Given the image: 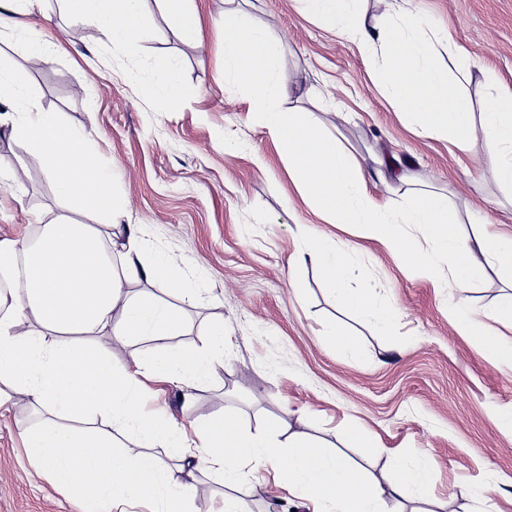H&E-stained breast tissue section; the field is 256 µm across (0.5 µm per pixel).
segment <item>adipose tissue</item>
Listing matches in <instances>:
<instances>
[{
    "label": "adipose tissue",
    "mask_w": 512,
    "mask_h": 512,
    "mask_svg": "<svg viewBox=\"0 0 512 512\" xmlns=\"http://www.w3.org/2000/svg\"><path fill=\"white\" fill-rule=\"evenodd\" d=\"M142 2L65 0L112 45L125 48L139 40ZM302 2L306 17L367 54L374 84L407 115L418 136L448 138L462 151L484 140L499 157L493 179L512 191L511 88L494 86L485 112L474 116L464 90L473 76L471 57L452 44L437 46L426 32L427 21L398 0H390L387 12L370 20L361 0ZM222 50L225 83L251 89L253 109L273 134L293 181L326 221L358 225L409 265L431 277L450 275L463 288L492 271L512 279V235L462 237L458 214L444 195L424 194L395 207L370 189L357 159L314 122L311 112L280 111V45L233 10L224 13ZM0 102L11 109L10 137L46 163L70 210L95 211L105 219L100 228L61 217L40 225L36 242L23 237L0 241V274L11 285L8 295H0V408L21 396L40 412V421L25 433L27 454L80 512H112L121 494L149 503L151 512H188L184 474L190 467L222 479L229 490L223 512H246L232 490L259 468L271 471L313 512H391V499H428L426 457H394L398 478L386 485L308 432L282 436L277 421L253 431L231 417L185 425L146 415L144 379L190 390L207 383L224 363V328L213 327L206 344L163 354L148 366L137 359L124 365L113 361L97 336L126 342L178 335L181 318L161 295L175 290L190 303L196 294L185 287L176 259H147L148 243L138 225H122L112 180L96 162L89 133L43 110L35 94L14 81L12 63L2 55ZM119 226L126 242L113 255L103 247L104 231ZM407 226L412 234L406 238L402 230ZM308 257L321 269L337 305L380 330L391 327L395 303L369 288H347L349 256L335 241L327 236L311 240ZM126 278L145 279L158 292L129 299L122 285ZM81 416L111 419L130 435L129 446L113 449L109 438L67 425V418ZM162 447L171 449L170 457L159 455Z\"/></svg>",
    "instance_id": "adipose-tissue-1"
}]
</instances>
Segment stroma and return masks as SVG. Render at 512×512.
Here are the masks:
<instances>
[{
  "instance_id": "1",
  "label": "stroma",
  "mask_w": 512,
  "mask_h": 512,
  "mask_svg": "<svg viewBox=\"0 0 512 512\" xmlns=\"http://www.w3.org/2000/svg\"><path fill=\"white\" fill-rule=\"evenodd\" d=\"M192 2L206 19L198 36L182 30L160 0H144L132 51L106 42L62 0H43L15 15L17 29L0 32L15 79L67 126L90 131L126 223L139 225L153 253L175 257L196 290L191 305L175 292L163 296L181 315V335L127 345L102 337L99 345L117 361L147 363L202 346L211 327L223 325L224 364L193 401L173 384L150 381L147 410L183 423L232 416L251 429L277 419L288 431L304 426L332 445L355 427L375 442L370 467L388 480L396 478L393 457L430 455L432 512H512V429L501 425L512 412V366L491 360L452 316L457 302H466L484 315L494 338L512 345V322L493 317L512 284L492 273L461 290L407 265L356 225L322 221L253 112L250 90L224 83L226 6L281 44L278 77L289 90L281 110H312L364 174L376 170L382 152L408 168L415 181L392 183L395 202L436 191L449 196L462 234L512 233V193L491 176L496 154L481 141L463 152L448 140L417 136L374 87L356 47L303 18L296 0ZM411 7L475 59L474 112L483 110L485 75L512 86V0H413ZM27 27L53 38V56H28ZM173 60L186 93L175 108L131 78ZM0 162L14 169L0 175V240L31 236L67 215L43 161L4 133ZM323 233L350 252L349 287L375 289L398 304L391 332L337 306L305 253L308 239ZM330 324L356 340L361 361L325 342ZM39 419L20 397L0 414V512H78L26 456L23 432ZM237 495L250 512H312L294 506L287 488L263 470Z\"/></svg>"
}]
</instances>
